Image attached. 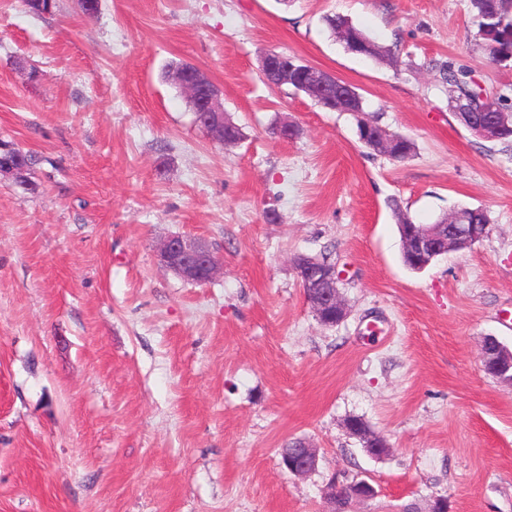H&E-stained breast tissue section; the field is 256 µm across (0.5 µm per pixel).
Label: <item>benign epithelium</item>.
Returning a JSON list of instances; mask_svg holds the SVG:
<instances>
[{
  "instance_id": "obj_1",
  "label": "benign epithelium",
  "mask_w": 512,
  "mask_h": 512,
  "mask_svg": "<svg viewBox=\"0 0 512 512\" xmlns=\"http://www.w3.org/2000/svg\"><path fill=\"white\" fill-rule=\"evenodd\" d=\"M261 71L265 75L280 76L295 73L302 78L308 96L332 109L336 99L355 103L360 100L358 93L350 84L344 83L336 88L338 79L331 73L312 65H297L277 52H268L260 60ZM167 81L171 82L190 102L195 121L213 140L229 144L225 125L228 118L224 113L222 91L213 82L209 74L199 66L184 62L168 69ZM466 127L475 136L484 140H494L504 134L503 124L493 115L473 120ZM273 135L282 140L293 139L300 134L299 127L286 120L272 127ZM359 141L377 150L389 152L404 140L389 131L378 130L374 125L363 122L358 127ZM27 167L11 148L0 143V177H10L22 186L28 185ZM463 214L459 213L448 220L452 224L448 238L444 239L437 229L425 224H411L404 231L403 247L410 249L415 260L428 266L433 260L458 249V245L471 246L488 235L487 224H464ZM158 264L164 270L180 279L197 285L213 281L224 270V266L215 255L211 245L204 239L187 235H172L161 240L156 246ZM294 269L303 290L304 298L321 324L334 327L347 316L345 301L336 287V266L316 257L298 256L294 259ZM501 345L495 337L486 336L481 344L482 364H493L501 375L512 379V359L504 361L495 357L493 345ZM349 432L359 438L365 451L373 458H381L389 451L388 444L375 434L365 433L361 427L348 422ZM297 450L284 451L281 463L289 474L306 477L316 471L319 463V451L310 443L295 441ZM374 486L364 479L350 483L348 492L332 484L328 491V508L325 512H348L351 502L374 497Z\"/></svg>"
}]
</instances>
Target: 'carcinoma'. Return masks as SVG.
I'll return each instance as SVG.
<instances>
[{
  "label": "carcinoma",
  "instance_id": "carcinoma-1",
  "mask_svg": "<svg viewBox=\"0 0 512 512\" xmlns=\"http://www.w3.org/2000/svg\"><path fill=\"white\" fill-rule=\"evenodd\" d=\"M475 40L490 57L507 61L512 58V0H469ZM328 28L336 37H345L357 44L371 41L361 29L344 16L325 17ZM425 67L439 72L440 79L448 88V105L462 123L472 116L470 112H458L459 102L468 101L475 113L496 112L512 126V98L506 95L491 97L471 79L467 70L450 64L430 61Z\"/></svg>",
  "mask_w": 512,
  "mask_h": 512
}]
</instances>
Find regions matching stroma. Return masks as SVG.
<instances>
[{
	"label": "stroma",
	"mask_w": 512,
	"mask_h": 512,
	"mask_svg": "<svg viewBox=\"0 0 512 512\" xmlns=\"http://www.w3.org/2000/svg\"><path fill=\"white\" fill-rule=\"evenodd\" d=\"M0 0V143L31 153V184L0 179V512H324L330 481L368 480L350 512L448 500L512 512V384L480 343L512 349V144L465 128L438 72L512 97L469 0ZM349 18L393 64L349 53ZM284 52L351 83L331 112L265 84ZM208 72L242 131L222 145L165 81ZM281 118L293 140L274 138ZM379 119L414 144L366 149ZM484 208L487 237L420 272L397 213L431 224ZM224 261L211 283L160 268L171 234ZM330 252L348 316L321 325L293 259ZM384 436L370 457L345 423ZM295 438L319 450L289 474ZM325 22L328 28L332 31L336 38L339 39L341 36H345V38L352 40L356 44L363 45L364 42H371L377 44L374 40H372L369 36H367L361 29L355 26L351 20L344 16L334 15V16H326ZM378 50L372 53H361L362 55L375 59H383L385 57V50L381 46H379ZM495 345H498V347H501V342H499L494 336H485L482 340L481 344V360L483 367H486L489 364H494L501 375L506 376L508 375L509 379H512V359L504 361L502 359H499L498 357H495L496 354L491 348ZM485 371L491 375L492 377L497 378V373L495 370V367L493 365H489L485 368ZM297 450L284 451L281 454V463L289 474L295 477H306L316 471L319 463V451L310 443L302 440L295 441Z\"/></svg>",
	"instance_id": "stroma-1"
}]
</instances>
